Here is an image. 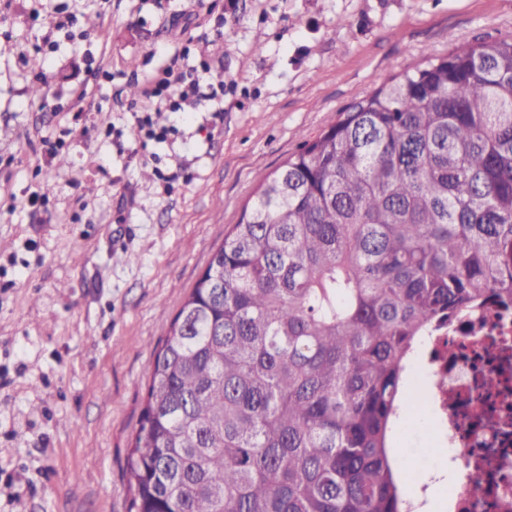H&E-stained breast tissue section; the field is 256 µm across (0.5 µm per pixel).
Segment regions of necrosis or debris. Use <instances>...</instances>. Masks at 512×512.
Segmentation results:
<instances>
[{
	"label": "necrosis or debris",
	"mask_w": 512,
	"mask_h": 512,
	"mask_svg": "<svg viewBox=\"0 0 512 512\" xmlns=\"http://www.w3.org/2000/svg\"><path fill=\"white\" fill-rule=\"evenodd\" d=\"M422 403L454 463L448 512H512V307L458 311L431 333Z\"/></svg>",
	"instance_id": "obj_1"
}]
</instances>
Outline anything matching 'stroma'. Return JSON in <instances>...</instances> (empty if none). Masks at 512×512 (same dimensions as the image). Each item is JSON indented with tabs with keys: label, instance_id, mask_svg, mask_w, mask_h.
<instances>
[{
	"label": "stroma",
	"instance_id": "stroma-1",
	"mask_svg": "<svg viewBox=\"0 0 512 512\" xmlns=\"http://www.w3.org/2000/svg\"><path fill=\"white\" fill-rule=\"evenodd\" d=\"M203 38L234 89L134 145L129 87ZM510 38L512 0H0V512H128L154 351L263 179L393 76ZM429 422L394 436L410 488L449 462Z\"/></svg>",
	"mask_w": 512,
	"mask_h": 512
}]
</instances>
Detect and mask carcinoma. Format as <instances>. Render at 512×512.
Segmentation results:
<instances>
[{
  "label": "carcinoma",
  "mask_w": 512,
  "mask_h": 512,
  "mask_svg": "<svg viewBox=\"0 0 512 512\" xmlns=\"http://www.w3.org/2000/svg\"><path fill=\"white\" fill-rule=\"evenodd\" d=\"M512 301V40L402 72L264 178L149 367L130 512H409L431 326Z\"/></svg>",
  "instance_id": "carcinoma-1"
}]
</instances>
